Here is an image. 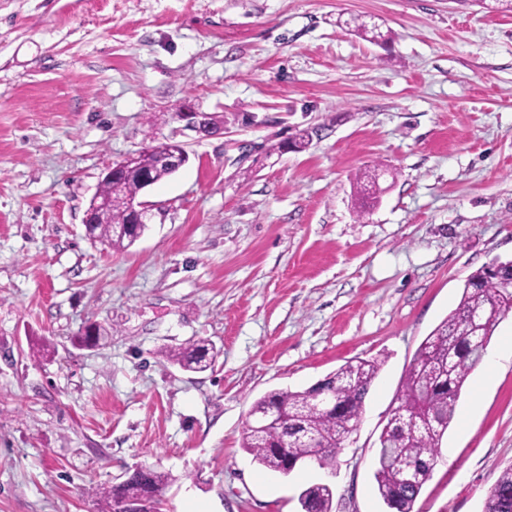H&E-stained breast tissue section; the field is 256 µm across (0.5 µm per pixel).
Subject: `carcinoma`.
I'll return each instance as SVG.
<instances>
[{
    "label": "carcinoma",
    "instance_id": "obj_1",
    "mask_svg": "<svg viewBox=\"0 0 512 512\" xmlns=\"http://www.w3.org/2000/svg\"><path fill=\"white\" fill-rule=\"evenodd\" d=\"M171 174L155 154L146 151L138 167L102 180L99 204L88 206L94 219L93 239L116 251L132 246L146 225L138 224L127 234L119 232V225L128 220L122 202L138 198ZM498 273L494 277L483 266L469 275L458 306L423 340L406 372L397 397L403 416L396 424L384 426L374 473L380 498L394 512H414L467 376L482 361L503 317L512 312V262H502ZM162 354L191 372L208 370L216 358L203 341L166 348ZM379 369L376 359L352 360L303 391L279 389L264 394L251 410H286L288 419L265 428L245 425L242 448L263 468L281 475L308 461L330 466L355 430ZM317 391L336 399L338 407L331 410L317 404L313 397ZM167 480L165 473L141 466L101 494L114 503L135 502L139 512H158ZM299 503L302 512H332L333 489L326 483L310 485L301 492ZM484 512H512V467L489 488Z\"/></svg>",
    "mask_w": 512,
    "mask_h": 512
}]
</instances>
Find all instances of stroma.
<instances>
[{
  "instance_id": "stroma-1",
  "label": "stroma",
  "mask_w": 512,
  "mask_h": 512,
  "mask_svg": "<svg viewBox=\"0 0 512 512\" xmlns=\"http://www.w3.org/2000/svg\"><path fill=\"white\" fill-rule=\"evenodd\" d=\"M379 24L376 44L355 20ZM185 104L220 134L182 130ZM308 137L300 151L289 141ZM123 251L83 219L113 163L166 138ZM382 192L358 211L359 177ZM512 260V10L500 0H0V512H390L378 437L467 277ZM90 326L106 334L79 343ZM204 340L207 371L162 356ZM380 363L332 468L241 446L253 402ZM415 512H483L512 466V362L470 372ZM148 150L158 153L163 162L174 170L181 168L188 160V153L182 142L166 139ZM167 480L165 473L141 466L122 483L102 488L100 493L109 502L126 500L116 506V511L119 512H137L134 505L127 501L137 503L140 507L138 512H159L164 504L163 491ZM333 489L326 483H316L299 496L301 512H332Z\"/></svg>"
}]
</instances>
